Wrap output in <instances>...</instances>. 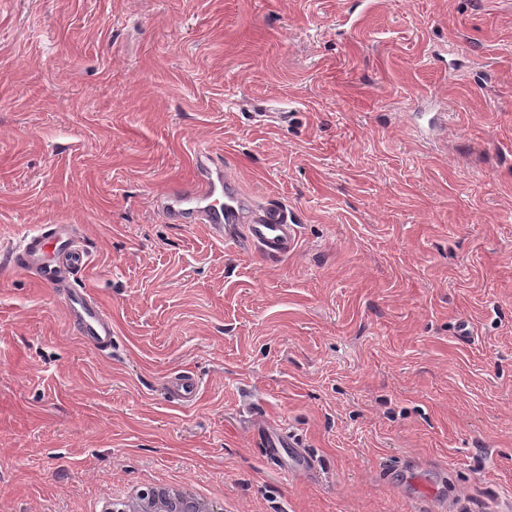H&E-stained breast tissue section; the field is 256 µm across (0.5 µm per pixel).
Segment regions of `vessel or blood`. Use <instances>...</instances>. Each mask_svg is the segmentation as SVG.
Returning a JSON list of instances; mask_svg holds the SVG:
<instances>
[{
	"label": "vessel or blood",
	"mask_w": 512,
	"mask_h": 512,
	"mask_svg": "<svg viewBox=\"0 0 512 512\" xmlns=\"http://www.w3.org/2000/svg\"><path fill=\"white\" fill-rule=\"evenodd\" d=\"M153 205L166 223L207 225L214 239L246 241L270 258L287 257L297 244L294 214L247 191L230 167L202 149L194 152L192 180L160 191ZM0 259L60 293L70 324L87 346L97 352L111 350V314L87 290L72 285L74 276L90 264V255L73 225H40L19 241L1 245ZM201 386L198 375L187 371L168 378L164 393L171 403L190 405L198 399ZM259 439L267 462L279 466L283 474L305 475L313 470L306 449L298 447L282 424L264 427ZM394 479L411 488L413 497L436 500L441 496L439 487L416 466L396 469Z\"/></svg>",
	"instance_id": "obj_1"
}]
</instances>
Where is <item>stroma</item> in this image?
<instances>
[{
	"instance_id": "1",
	"label": "stroma",
	"mask_w": 512,
	"mask_h": 512,
	"mask_svg": "<svg viewBox=\"0 0 512 512\" xmlns=\"http://www.w3.org/2000/svg\"><path fill=\"white\" fill-rule=\"evenodd\" d=\"M349 2L0 0V241L77 225L115 333L89 350L0 265V512L150 480L431 512L387 477L409 462L468 512L512 502V0H374L351 29ZM202 147L295 213L287 258L155 213ZM264 420L312 474L266 462ZM201 386L198 375L187 371L168 378L164 384V393L171 403L191 405L198 399Z\"/></svg>"
}]
</instances>
